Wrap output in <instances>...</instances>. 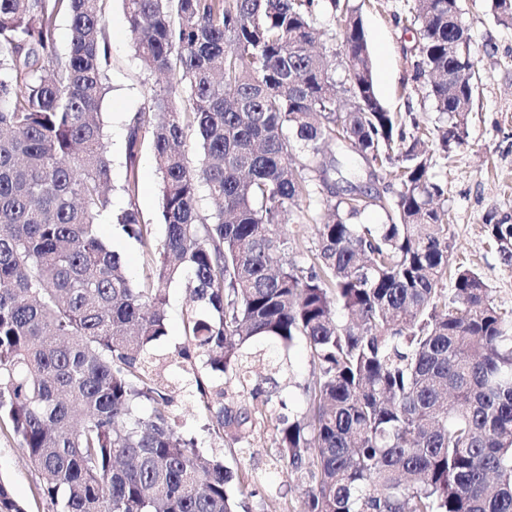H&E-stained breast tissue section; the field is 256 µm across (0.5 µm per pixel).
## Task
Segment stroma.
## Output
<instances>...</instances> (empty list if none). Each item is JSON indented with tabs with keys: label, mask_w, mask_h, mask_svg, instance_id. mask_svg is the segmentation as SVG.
<instances>
[{
	"label": "stroma",
	"mask_w": 512,
	"mask_h": 512,
	"mask_svg": "<svg viewBox=\"0 0 512 512\" xmlns=\"http://www.w3.org/2000/svg\"><path fill=\"white\" fill-rule=\"evenodd\" d=\"M373 61V78L383 105L403 116L405 133L415 129L436 130L439 114L427 95V79L420 76L419 34L409 21L413 0H356ZM460 20L474 50L478 89L468 115L465 144L449 158L433 155L431 172L445 188V204L451 215L448 226V261L465 263L477 270L490 288L493 302L512 312V271L500 261L484 228L486 219L512 223V25L502 24L491 0H460ZM109 59L107 93L100 108L104 142L112 159V207L119 210L135 204L143 223L155 240H162L164 227L159 211L161 176L151 153V133L143 131L137 161L134 195L123 187L128 173L125 148L135 113L147 111L153 94L168 84L169 77L148 70L142 63L128 29L122 0H102ZM98 232L109 248L119 253L135 278L146 276L150 257L137 244L102 223ZM167 334L152 347L156 373L172 398V414L179 429L195 438L200 453L221 460L235 473H248L250 495L241 499L244 512H304L306 488L288 475L272 450L281 412L271 404L267 418L231 449L210 424L201 394L187 381L190 364L175 356L185 343L184 316L191 308L185 282L167 290ZM315 366L304 345L290 352V372L279 384L287 399L289 414L306 413L309 400L304 391ZM0 481L7 484L26 512H56L39 491V474L26 461L18 439L0 422Z\"/></svg>",
	"instance_id": "1"
}]
</instances>
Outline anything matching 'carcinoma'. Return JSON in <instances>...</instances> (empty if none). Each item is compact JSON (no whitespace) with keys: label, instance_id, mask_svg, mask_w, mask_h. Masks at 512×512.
I'll use <instances>...</instances> for the list:
<instances>
[{"label":"carcinoma","instance_id":"cac0c4a2","mask_svg":"<svg viewBox=\"0 0 512 512\" xmlns=\"http://www.w3.org/2000/svg\"><path fill=\"white\" fill-rule=\"evenodd\" d=\"M99 0H0V418L58 512H236L231 472L176 429L153 378L167 288L186 280L196 357L235 381L205 402L228 444L267 418L252 382L288 365L298 343L317 372L308 413L278 419L273 454L308 484L307 512H512V318L475 270L448 273L450 213L424 141L381 103L350 0H331L347 59L339 100L327 56L312 50L315 0H124L150 70L181 74L133 117L135 167L148 127L161 175L165 236L150 245L139 211L111 224L153 250L130 278L97 233L110 210L100 102L108 43ZM70 15L69 51L56 18ZM458 0H413L418 74L446 118L436 148L465 143L475 95ZM186 95L201 166L180 150ZM348 145L394 180L389 223H359L377 197L325 143ZM204 187L218 208L196 206ZM327 195L328 217L308 203ZM315 225L307 265L284 221ZM512 269V224L485 222ZM0 512H24L0 481Z\"/></svg>","mask_w":512,"mask_h":512}]
</instances>
